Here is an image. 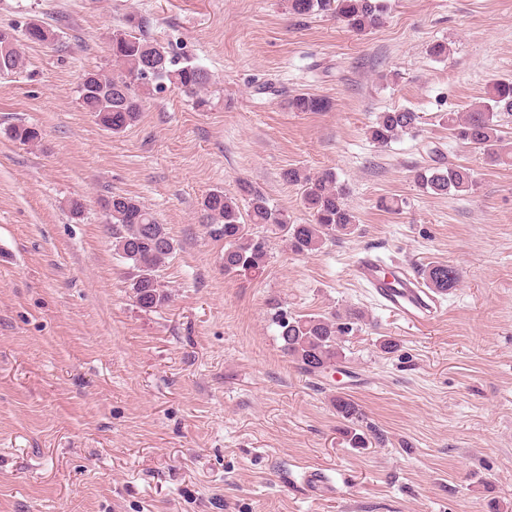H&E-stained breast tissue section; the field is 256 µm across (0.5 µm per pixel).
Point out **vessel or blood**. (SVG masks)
<instances>
[{"label": "vessel or blood", "instance_id": "1", "mask_svg": "<svg viewBox=\"0 0 512 512\" xmlns=\"http://www.w3.org/2000/svg\"><path fill=\"white\" fill-rule=\"evenodd\" d=\"M395 271V277L384 276L378 257L370 253L358 257L353 266L356 279L373 290L382 308L413 326L430 323L439 311L435 295L411 265H398Z\"/></svg>", "mask_w": 512, "mask_h": 512}]
</instances>
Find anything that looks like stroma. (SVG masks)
<instances>
[{"label":"stroma","mask_w":512,"mask_h":512,"mask_svg":"<svg viewBox=\"0 0 512 512\" xmlns=\"http://www.w3.org/2000/svg\"><path fill=\"white\" fill-rule=\"evenodd\" d=\"M131 12L209 71V104L165 90L115 136L77 87L108 66ZM33 18L56 44L27 46L24 68L0 76V512H512V168L485 165L442 121L512 79V0H391L364 35L297 20L284 0H0V28ZM435 41L447 60L428 56ZM301 93L330 109L289 111ZM401 106L422 114L419 132L375 147L368 125ZM18 123L42 142L10 140ZM437 162L473 169L475 191L424 192L415 173ZM291 167L336 171L358 232L310 257L271 232L263 269L225 274L202 198L248 179L308 222L281 179ZM109 192L135 197L176 243L160 309L134 298ZM383 196L403 209H379ZM367 250L454 265L460 284L432 324L407 325L354 279ZM273 300L365 311L343 373L310 377L283 356ZM382 336L399 352L382 354ZM340 393L372 447L346 445ZM314 469L334 494L315 496Z\"/></svg>","instance_id":"obj_1"}]
</instances>
